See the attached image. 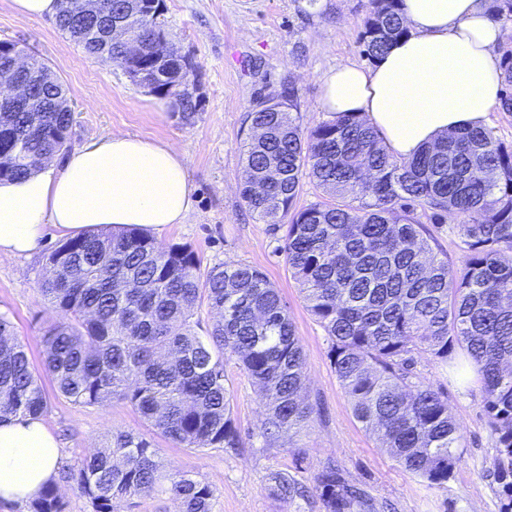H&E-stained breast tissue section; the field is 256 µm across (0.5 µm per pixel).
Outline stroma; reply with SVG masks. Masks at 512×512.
<instances>
[{"mask_svg": "<svg viewBox=\"0 0 512 512\" xmlns=\"http://www.w3.org/2000/svg\"><path fill=\"white\" fill-rule=\"evenodd\" d=\"M161 21L170 41L189 55L199 88L194 118L185 122L161 99L134 84L113 63L88 57L50 18L18 17L11 0H0V39L23 41L69 92L75 109L70 149L124 132L166 141L186 158L193 208L185 223L162 233L161 245L187 244L203 268L234 262L262 270L288 306L303 347L312 407L308 423L268 439L257 388L236 365L226 367L237 448H181L146 423L128 402L79 406L60 396L43 369L42 333L57 319L39 292L49 254L65 240L47 228L42 254L0 259V314L13 325L43 385L46 425L58 436L63 460L56 480L66 512H92L69 474L112 433L131 432L151 442L170 471L208 483L212 512H323L315 479L339 470L365 491L375 512H500L496 439L479 392L459 384L430 354L415 353L410 380L441 392L458 422L463 452L448 483L432 488L398 465L375 435L354 417L350 399L328 357L330 341L307 308L280 248L282 231L259 221L239 194L248 114L258 97L286 86L297 92L298 122L325 119L319 106L322 77L341 63L370 67L359 33L366 0H164ZM288 475L303 493L282 498L275 474Z\"/></svg>", "mask_w": 512, "mask_h": 512, "instance_id": "stroma-1", "label": "stroma"}]
</instances>
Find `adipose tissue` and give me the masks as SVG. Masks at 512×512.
Masks as SVG:
<instances>
[{
    "mask_svg": "<svg viewBox=\"0 0 512 512\" xmlns=\"http://www.w3.org/2000/svg\"><path fill=\"white\" fill-rule=\"evenodd\" d=\"M401 10L407 35L373 67L329 69L320 106L366 117L389 151L408 158L499 106L503 32L485 0H402ZM191 208L185 160L172 144L112 133L74 150L63 166L45 163L0 181V258L39 253L50 227L158 235L184 223ZM62 459L41 418L0 422V500L36 499Z\"/></svg>",
    "mask_w": 512,
    "mask_h": 512,
    "instance_id": "obj_1",
    "label": "adipose tissue"
}]
</instances>
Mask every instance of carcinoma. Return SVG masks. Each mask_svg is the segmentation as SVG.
Returning <instances> with one entry per match:
<instances>
[{
	"instance_id": "1",
	"label": "carcinoma",
	"mask_w": 512,
	"mask_h": 512,
	"mask_svg": "<svg viewBox=\"0 0 512 512\" xmlns=\"http://www.w3.org/2000/svg\"><path fill=\"white\" fill-rule=\"evenodd\" d=\"M401 2L368 0L360 34L368 59L406 34ZM123 6L97 3L103 32L91 39L61 17L56 26L87 56L105 51L129 75L151 68L191 85L194 68L167 53L146 17L126 22L143 43L137 58L125 59L104 36ZM488 12L512 23V0H489ZM33 95L54 107L0 116L1 179L32 170L22 153L66 151L67 89L52 75ZM276 100L278 111L250 113L240 195L263 223L285 228L281 252L330 340L355 418L407 472L442 487L460 458V427L439 392L409 381L407 366L423 350L443 364L473 368L496 435L501 512H512V146L480 125L406 159L391 154L361 115L329 112L304 129L291 115L295 89ZM305 178L334 202L296 208ZM419 210L433 224L459 218L451 231L462 244L461 269L451 271L434 253ZM48 262L39 291L61 318L42 343L58 394L83 406L125 400L185 448H236L224 371L233 359L258 386L267 433L309 420L304 351L260 269L226 263L203 271L190 246L162 248L135 228L80 233ZM204 306L218 319L201 336L195 316ZM47 409L26 347L0 315V419ZM72 477L93 512H113L114 501L158 489L173 496L178 512H212L209 484L167 471L151 443L132 433L113 434ZM316 489L324 512L371 508L364 491L334 469L317 476ZM29 509L64 512V503L50 484Z\"/></svg>"
}]
</instances>
